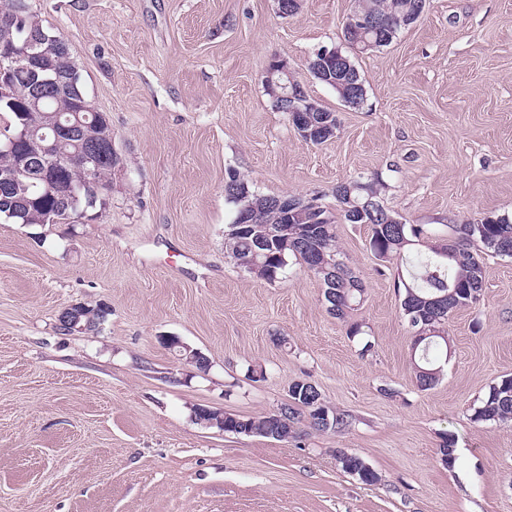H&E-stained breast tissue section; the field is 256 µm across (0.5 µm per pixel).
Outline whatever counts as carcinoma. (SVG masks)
<instances>
[{
  "mask_svg": "<svg viewBox=\"0 0 512 512\" xmlns=\"http://www.w3.org/2000/svg\"><path fill=\"white\" fill-rule=\"evenodd\" d=\"M425 7L426 0H363L361 10L375 17V25L381 28L379 34L370 32L365 39H378V48L389 46L402 29L421 16ZM16 28L17 36L22 40L29 36L38 38L43 33L53 36L36 13L23 22H16ZM58 40L59 44L47 51L44 66L58 80L59 87L36 98L31 71L25 63L18 64L10 77V102L0 101V139L16 133L24 122L51 138L54 133L46 125L45 114L53 113L65 119L73 117V111L81 108L86 97L81 75L71 59L69 43L61 36ZM347 59H352V56L344 51L340 59L322 61L321 66L329 74L324 84L336 90L346 105L359 106L363 100L347 98L354 84L362 82L356 65H346ZM306 102L310 108L306 124L314 129L311 142L322 144L334 137L339 127L338 116L311 98ZM79 117L81 132L79 137L63 144L66 152L75 151L76 143L82 139H92L102 132V125L96 121L94 113L81 112ZM7 175L14 178V186L11 192L0 193V219L20 224H69L81 217V212L98 204L104 205L100 191L107 185L112 167L105 163L90 173L82 168L63 171L61 181L89 184L90 194L76 206L59 186L33 177L27 170H19L15 154L0 152V179ZM381 187L382 181L377 177L351 180L337 185L334 197L345 223L371 226L369 246L379 260L399 261L403 259L404 252L422 242L425 229L418 224L400 221L384 224L382 217L374 219L369 214L362 217L353 209L355 203L379 202ZM240 191L248 193L253 206L247 210L243 232L224 231V249L228 256L255 278L270 283L285 272L289 260L302 261L321 281L329 312L338 319L345 318L353 304L364 295L365 286L340 259L332 213L323 206L318 214L304 209L288 214L277 208L274 196L252 191L248 181L231 170L224 183V194L237 208L242 206L237 197ZM451 230L452 236L446 239V254L434 252L429 257L420 258L398 275V283L403 288L401 308L408 324L415 330L428 325L437 330L433 335L414 338L411 344L410 360L417 382L422 387L432 385L437 379L434 371L439 369L438 352L448 345L444 325L449 313L479 300L483 286L481 253L486 251L512 258V216L489 215L476 222L456 224ZM265 240L277 253L272 263V274L255 266L253 261L256 244ZM108 315L109 309L101 305L92 308L82 305L76 313L79 318L77 326L86 332H95ZM320 397L314 385L305 380L295 381L289 386L288 413L301 421L310 419L309 428L316 431L347 426L348 416L332 410L329 411V424L317 420L314 405ZM473 419L512 421V377H505L489 387L480 405L474 408ZM269 429V420L264 415L224 420L227 433L240 435L249 430L264 436Z\"/></svg>",
  "mask_w": 512,
  "mask_h": 512,
  "instance_id": "obj_1",
  "label": "carcinoma"
}]
</instances>
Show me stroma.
<instances>
[{"label": "stroma", "instance_id": "35a3bbf8", "mask_svg": "<svg viewBox=\"0 0 512 512\" xmlns=\"http://www.w3.org/2000/svg\"><path fill=\"white\" fill-rule=\"evenodd\" d=\"M33 6L67 39L121 163L75 223L0 220V512H512V422L472 418L512 376V258L484 254L480 299L449 314L448 357L422 389L397 267L373 255L369 225L336 226L365 284L344 320L301 262L267 283L224 251L231 170L330 209L337 183L379 177L381 205L427 225L425 253L448 225L512 215V0H427L391 45L354 53L358 108L310 70L343 47L355 0H301L290 16L277 0ZM277 56L337 113L332 139L305 143L274 106L262 79ZM102 302L99 333L60 330L63 308ZM302 379L348 426L276 441L192 416L264 415ZM340 448L378 482L337 467Z\"/></svg>", "mask_w": 512, "mask_h": 512}]
</instances>
